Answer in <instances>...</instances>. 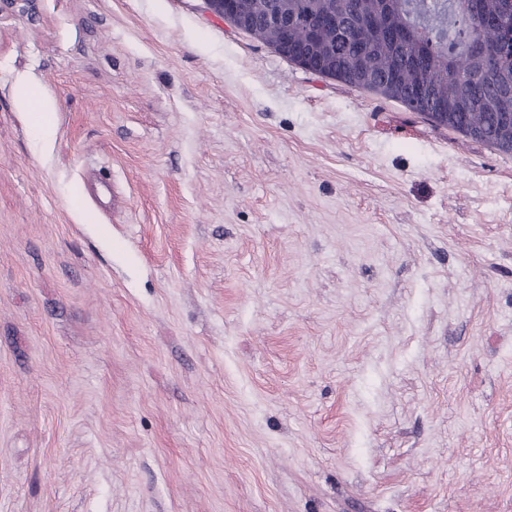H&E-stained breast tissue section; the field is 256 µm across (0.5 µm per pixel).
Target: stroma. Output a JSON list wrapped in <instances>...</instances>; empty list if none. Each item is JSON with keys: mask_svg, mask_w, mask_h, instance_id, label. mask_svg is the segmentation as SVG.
I'll return each instance as SVG.
<instances>
[{"mask_svg": "<svg viewBox=\"0 0 512 512\" xmlns=\"http://www.w3.org/2000/svg\"><path fill=\"white\" fill-rule=\"evenodd\" d=\"M0 512H512V155L203 0H0ZM17 105L22 111L33 116L34 126L39 131L42 141L44 144H49L52 133L50 114L53 111V106L50 103L39 101L34 95L33 88L28 84L20 85Z\"/></svg>", "mask_w": 512, "mask_h": 512, "instance_id": "obj_1", "label": "stroma"}]
</instances>
